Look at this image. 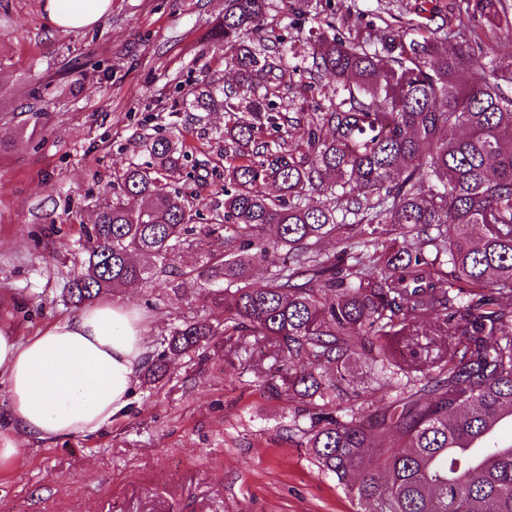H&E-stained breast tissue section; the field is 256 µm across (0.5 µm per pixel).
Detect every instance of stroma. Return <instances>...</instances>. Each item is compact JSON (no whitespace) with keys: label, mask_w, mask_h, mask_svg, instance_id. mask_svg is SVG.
Here are the masks:
<instances>
[{"label":"stroma","mask_w":512,"mask_h":512,"mask_svg":"<svg viewBox=\"0 0 512 512\" xmlns=\"http://www.w3.org/2000/svg\"><path fill=\"white\" fill-rule=\"evenodd\" d=\"M42 0H0V322L30 336L73 314L63 298L81 271L83 227L132 164L166 138L188 158L170 187L198 223L224 210V111L197 108L210 85L234 86L210 34L224 0H112L97 25L64 30ZM260 37L283 35L303 58L325 6L340 33L365 39L378 18H417L424 0H268ZM106 300L135 308L149 358L185 316L223 321L162 280ZM278 365L253 338L176 360L158 383L138 378L127 407L99 431L29 442L0 469V512H358L289 428L295 406L269 387Z\"/></svg>","instance_id":"35a3bbf8"}]
</instances>
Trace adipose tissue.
<instances>
[{"label":"adipose tissue","mask_w":512,"mask_h":512,"mask_svg":"<svg viewBox=\"0 0 512 512\" xmlns=\"http://www.w3.org/2000/svg\"><path fill=\"white\" fill-rule=\"evenodd\" d=\"M50 23L80 30L98 24L111 0H43ZM148 354L141 318L102 302L23 338L0 324V468L19 454L20 440L57 441L111 424L128 404Z\"/></svg>","instance_id":"adipose-tissue-1"}]
</instances>
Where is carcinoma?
<instances>
[{
	"label": "carcinoma",
	"instance_id": "1",
	"mask_svg": "<svg viewBox=\"0 0 512 512\" xmlns=\"http://www.w3.org/2000/svg\"><path fill=\"white\" fill-rule=\"evenodd\" d=\"M267 9L225 0L211 40L238 86L196 97L227 117L224 216L195 223L166 183L184 152L152 141V162L128 167L84 226L65 299L79 308L163 274L174 297L192 288L224 320L183 318L148 380L224 336L260 337L280 362L274 388L296 404L299 443L367 512H512V440L495 435L512 422V57L492 46L512 41V0H458L451 26L435 6L428 19L442 25L420 40L387 22L360 42L327 20L298 87L281 38L252 45ZM478 15L491 33L471 27ZM325 78L327 106L275 110ZM266 122L280 142L260 136ZM313 190L328 203H304ZM189 249L200 264L184 269ZM427 325L448 339L444 355L419 343ZM360 358L395 389L387 406L347 392Z\"/></svg>",
	"mask_w": 512,
	"mask_h": 512
}]
</instances>
